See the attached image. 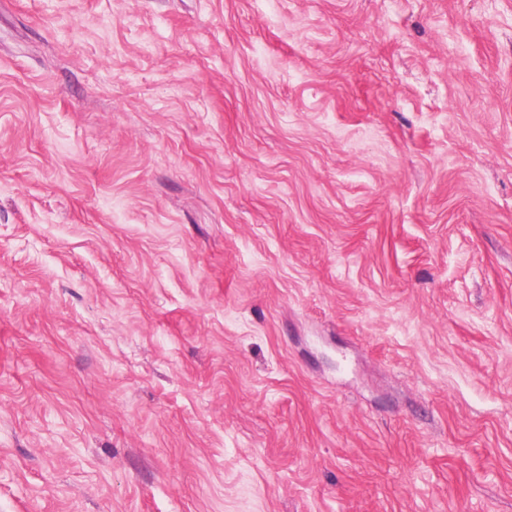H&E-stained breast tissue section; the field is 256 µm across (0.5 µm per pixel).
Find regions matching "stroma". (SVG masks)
Masks as SVG:
<instances>
[{"label": "stroma", "mask_w": 512, "mask_h": 512, "mask_svg": "<svg viewBox=\"0 0 512 512\" xmlns=\"http://www.w3.org/2000/svg\"><path fill=\"white\" fill-rule=\"evenodd\" d=\"M0 512H512V0H0Z\"/></svg>", "instance_id": "obj_1"}]
</instances>
